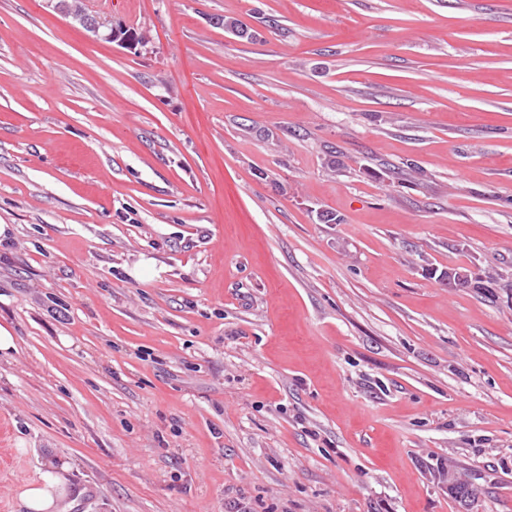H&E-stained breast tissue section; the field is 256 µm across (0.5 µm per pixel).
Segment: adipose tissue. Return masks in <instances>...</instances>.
<instances>
[{
  "instance_id": "obj_1",
  "label": "adipose tissue",
  "mask_w": 512,
  "mask_h": 512,
  "mask_svg": "<svg viewBox=\"0 0 512 512\" xmlns=\"http://www.w3.org/2000/svg\"><path fill=\"white\" fill-rule=\"evenodd\" d=\"M69 469V463L45 459L38 479L19 489L18 497L26 512H70L74 501L67 489Z\"/></svg>"
}]
</instances>
